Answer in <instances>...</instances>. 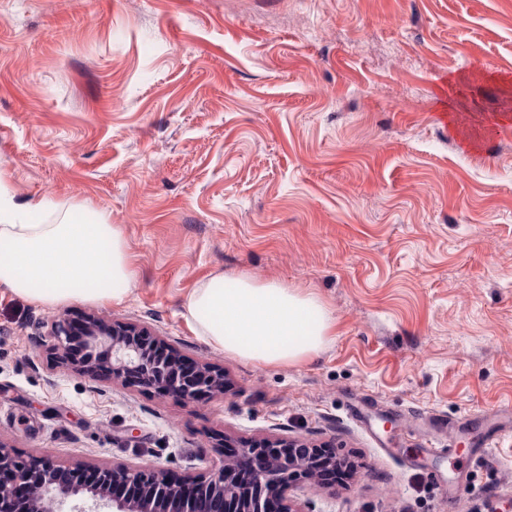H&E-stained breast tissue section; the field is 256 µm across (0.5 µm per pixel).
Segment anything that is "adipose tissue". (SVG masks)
<instances>
[{"label":"adipose tissue","instance_id":"1","mask_svg":"<svg viewBox=\"0 0 512 512\" xmlns=\"http://www.w3.org/2000/svg\"><path fill=\"white\" fill-rule=\"evenodd\" d=\"M126 236L105 215L49 198L0 193V286L30 302L107 304L131 291ZM185 317L211 346L246 362L285 366L317 357L334 321L314 295L276 280L216 273L186 296Z\"/></svg>","mask_w":512,"mask_h":512}]
</instances>
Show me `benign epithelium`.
<instances>
[{"label": "benign epithelium", "instance_id": "7a95c632", "mask_svg": "<svg viewBox=\"0 0 512 512\" xmlns=\"http://www.w3.org/2000/svg\"><path fill=\"white\" fill-rule=\"evenodd\" d=\"M54 348L80 375L93 376L105 359L112 365V379L134 377L143 387L184 401L224 395V374L202 363L183 373V360L174 349L134 324H109L91 316L80 336L64 321L52 328ZM336 457L326 446L304 439L286 442H253L239 455L224 456L209 479L181 481L146 466L115 465L98 471V483L86 484L82 467H64L55 461L15 459L0 442V476L25 493L23 509L11 496L0 493V512H87L83 503L104 512H311L287 503L288 489L299 481L312 482L322 466Z\"/></svg>", "mask_w": 512, "mask_h": 512}]
</instances>
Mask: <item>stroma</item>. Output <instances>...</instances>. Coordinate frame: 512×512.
<instances>
[{
	"label": "stroma",
	"mask_w": 512,
	"mask_h": 512,
	"mask_svg": "<svg viewBox=\"0 0 512 512\" xmlns=\"http://www.w3.org/2000/svg\"><path fill=\"white\" fill-rule=\"evenodd\" d=\"M0 187L120 225L124 301L0 288V441L205 480L224 438L350 470L315 512H512V0H0ZM276 278L335 328L288 366L184 317L213 273ZM148 325L229 384L184 402L62 365L59 320Z\"/></svg>",
	"instance_id": "35a3bbf8"
}]
</instances>
